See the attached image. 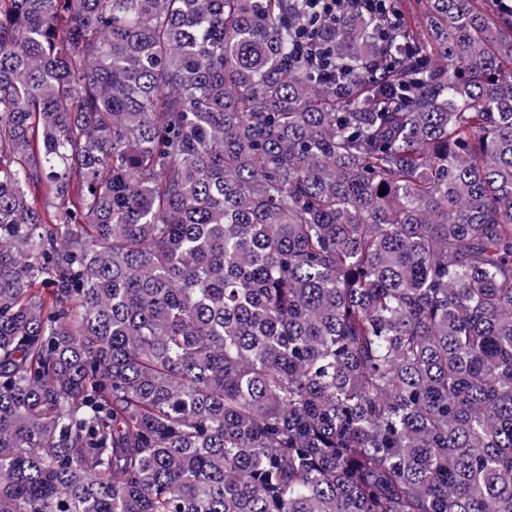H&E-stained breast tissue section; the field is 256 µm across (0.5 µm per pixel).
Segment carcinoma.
Returning a JSON list of instances; mask_svg holds the SVG:
<instances>
[{"label": "carcinoma", "mask_w": 512, "mask_h": 512, "mask_svg": "<svg viewBox=\"0 0 512 512\" xmlns=\"http://www.w3.org/2000/svg\"><path fill=\"white\" fill-rule=\"evenodd\" d=\"M418 2L0 0V512H512V15ZM392 0H307L308 7L312 11V15L319 20L336 21V18L343 14L348 5L354 6L360 13L374 19L378 18L384 11H387V4Z\"/></svg>", "instance_id": "cac0c4a2"}]
</instances>
